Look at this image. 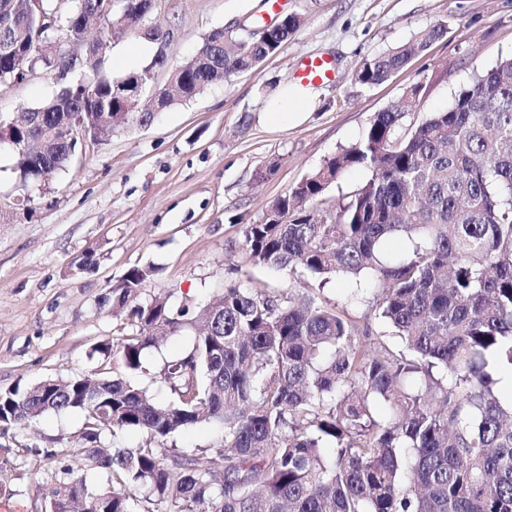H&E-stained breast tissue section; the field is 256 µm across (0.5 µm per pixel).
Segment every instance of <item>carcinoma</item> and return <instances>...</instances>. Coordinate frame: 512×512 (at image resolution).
<instances>
[{
    "mask_svg": "<svg viewBox=\"0 0 512 512\" xmlns=\"http://www.w3.org/2000/svg\"><path fill=\"white\" fill-rule=\"evenodd\" d=\"M45 0L27 14L0 0V86L47 46L67 63L81 22L109 36L140 35L157 0ZM282 16L258 39L213 31L177 69L195 99L226 74L251 71L303 26ZM445 34L363 60L355 83L395 76ZM13 115L0 114L19 143L22 185L44 186L65 171L76 146L62 134L79 117L89 138L146 125L129 112L100 125L119 105L120 80L96 70L90 85ZM422 84L375 113L364 136L278 197L261 222L246 224L239 249L255 267L300 273L311 289L331 278L377 291L371 335L347 312L315 297L229 284L189 321L159 294L137 297L154 276L129 269L109 289L112 309L129 310L136 334L100 348L131 374L143 351L202 323L192 349L161 371L174 399L158 403L130 378L90 373L0 390V430L43 414L80 411L82 468L66 471L47 512H512V394L489 369L512 367V59L476 74L452 104L399 133ZM370 178L336 204L326 187L349 167ZM388 412L379 414V405ZM217 424L213 448H156L183 429ZM146 434L136 448L100 444L102 431Z\"/></svg>",
    "mask_w": 512,
    "mask_h": 512,
    "instance_id": "carcinoma-1",
    "label": "carcinoma"
}]
</instances>
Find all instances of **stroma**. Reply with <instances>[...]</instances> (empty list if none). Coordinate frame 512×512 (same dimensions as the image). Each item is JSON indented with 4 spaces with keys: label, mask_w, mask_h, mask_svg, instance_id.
Here are the masks:
<instances>
[{
    "label": "stroma",
    "mask_w": 512,
    "mask_h": 512,
    "mask_svg": "<svg viewBox=\"0 0 512 512\" xmlns=\"http://www.w3.org/2000/svg\"><path fill=\"white\" fill-rule=\"evenodd\" d=\"M281 12L300 15L305 25L258 69L213 84L149 126L87 144L46 187L23 191L11 148L0 147V390L111 371L99 346L120 342L134 328L104 296L135 266L157 269L141 300L163 292L173 309L194 313L234 282L305 294L303 279L246 265L237 249L244 225L260 222L276 198L356 143L374 114L411 86L425 85L426 95L403 117L406 129L447 108L474 74L512 57V0H287ZM278 13L270 0H158L150 22L175 30L167 53L176 65L213 30L253 29ZM438 23L446 24V35L397 75L372 87L354 83L363 59L410 43ZM139 43L130 35L113 38L112 78L150 63L153 50ZM309 55L332 60L336 81L319 85L300 122L268 125L264 112L295 83L298 63ZM59 90L50 76L34 75L0 92V113L40 104ZM269 165L273 173L256 182V172ZM25 193L30 215L12 216ZM351 288L335 277L318 299L348 305L358 323L374 322L373 291L351 305ZM192 345L187 332L146 349L137 381L170 401L159 373ZM83 423L78 412L48 413L0 434V512H43L52 474L39 451L62 449L63 464L81 468L74 448Z\"/></svg>",
    "instance_id": "stroma-1"
}]
</instances>
